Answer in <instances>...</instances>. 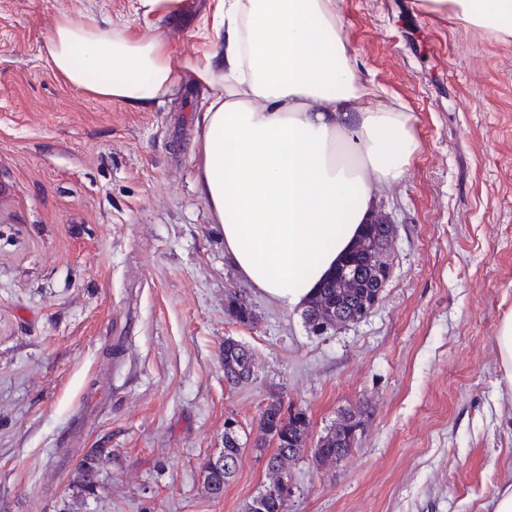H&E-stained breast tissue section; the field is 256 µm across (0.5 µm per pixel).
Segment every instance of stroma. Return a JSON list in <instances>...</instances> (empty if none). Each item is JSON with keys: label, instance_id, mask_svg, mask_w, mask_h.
I'll return each instance as SVG.
<instances>
[{"label": "stroma", "instance_id": "35a3bbf8", "mask_svg": "<svg viewBox=\"0 0 512 512\" xmlns=\"http://www.w3.org/2000/svg\"><path fill=\"white\" fill-rule=\"evenodd\" d=\"M216 0H0V512H60L92 448L112 451L81 512H244L267 480L271 392L319 438L361 411L341 462L291 468L288 512H492L512 483V40L417 0H339L357 76L414 116L417 149L376 195L397 234L362 321L316 335L241 279L196 187L210 89L184 68L150 109L72 87L45 42L62 18L119 25L190 61ZM246 296L254 322L224 312ZM254 355L228 387L224 341ZM118 353L105 358L108 346ZM235 419L224 495L204 463ZM497 345L501 363L505 369L509 389L512 390V312H509L503 319ZM244 450L237 434L224 432V448L214 462L209 458L203 466V487L212 498L218 499L224 495V486L238 471ZM222 460L224 463L219 465Z\"/></svg>", "mask_w": 512, "mask_h": 512}]
</instances>
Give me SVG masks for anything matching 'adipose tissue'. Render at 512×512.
Wrapping results in <instances>:
<instances>
[{"mask_svg":"<svg viewBox=\"0 0 512 512\" xmlns=\"http://www.w3.org/2000/svg\"><path fill=\"white\" fill-rule=\"evenodd\" d=\"M512 39V0H420ZM223 44L196 71L212 91L197 190L238 274L270 301L306 305L376 212L373 186L405 175L413 116L360 83L338 0H217ZM70 85L150 108L187 62L153 37L63 19L47 38ZM103 71L93 81L92 71Z\"/></svg>","mask_w":512,"mask_h":512,"instance_id":"ef3b65f1","label":"adipose tissue"}]
</instances>
